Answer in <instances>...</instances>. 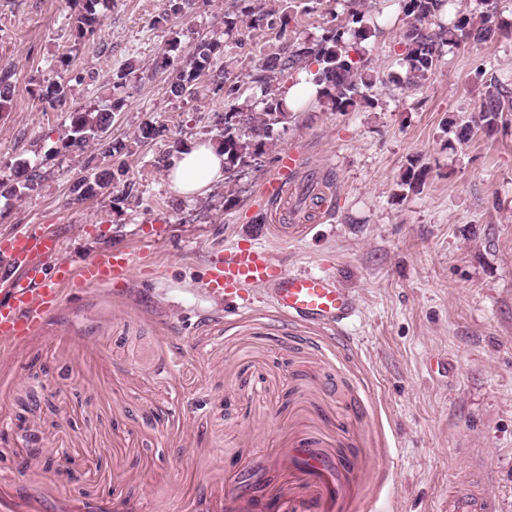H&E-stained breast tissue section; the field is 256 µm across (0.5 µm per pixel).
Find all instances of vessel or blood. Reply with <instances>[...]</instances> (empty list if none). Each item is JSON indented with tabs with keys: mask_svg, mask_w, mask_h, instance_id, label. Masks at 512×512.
Listing matches in <instances>:
<instances>
[{
	"mask_svg": "<svg viewBox=\"0 0 512 512\" xmlns=\"http://www.w3.org/2000/svg\"><path fill=\"white\" fill-rule=\"evenodd\" d=\"M299 156L289 152L265 193L275 201L288 194V182L299 169ZM58 239L29 226L0 238V264L16 270L0 304V343H12L34 331L59 303L65 287L89 288L128 278L138 266L127 252H105L73 267L60 261ZM206 286L210 294L238 306L250 302L251 291L266 289L280 310L337 324L356 311L354 295L329 277L310 272L293 273L262 248L240 244L212 261ZM483 475L462 471L451 481L447 512H498L497 502L484 490Z\"/></svg>",
	"mask_w": 512,
	"mask_h": 512,
	"instance_id": "vessel-or-blood-1",
	"label": "vessel or blood"
}]
</instances>
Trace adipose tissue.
<instances>
[{
  "label": "adipose tissue",
  "instance_id": "adipose-tissue-1",
  "mask_svg": "<svg viewBox=\"0 0 512 512\" xmlns=\"http://www.w3.org/2000/svg\"><path fill=\"white\" fill-rule=\"evenodd\" d=\"M165 172L176 195L189 200L204 196L224 179V151L212 142L194 141L172 159Z\"/></svg>",
  "mask_w": 512,
  "mask_h": 512
}]
</instances>
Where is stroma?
I'll list each match as a JSON object with an SVG mask.
<instances>
[{
	"mask_svg": "<svg viewBox=\"0 0 512 512\" xmlns=\"http://www.w3.org/2000/svg\"><path fill=\"white\" fill-rule=\"evenodd\" d=\"M232 2L167 17L162 0H109L82 38L70 0H0V62L17 72L0 179L21 160L42 172L23 198L0 196V237L41 226L75 267L108 250L148 257L134 277L63 289L36 333L0 347V512H439L462 469L486 472L512 512V121L465 145L443 132L476 111L486 81L512 87V0L491 20L495 39L444 47L435 75L409 88L390 80L406 27L396 0H360L386 18L366 43L369 103L317 101L236 180L189 202L162 157L219 142L225 110L252 101L263 54L349 10L262 0L288 16L286 32L243 21L228 36ZM202 37L222 41L237 98L204 77L193 96L169 97ZM64 59L85 77L76 106L123 98L107 135L133 148L137 203L114 204L113 188L75 200L87 158L64 149L68 115L39 97ZM148 120L160 133L136 144ZM291 150L325 200L310 233L282 239L264 187ZM414 161L427 176L406 195ZM238 243L337 279L356 315L336 327L294 318L259 288L229 309L204 283Z\"/></svg>",
	"mask_w": 512,
	"mask_h": 512,
	"instance_id": "35a3bbf8",
	"label": "stroma"
}]
</instances>
